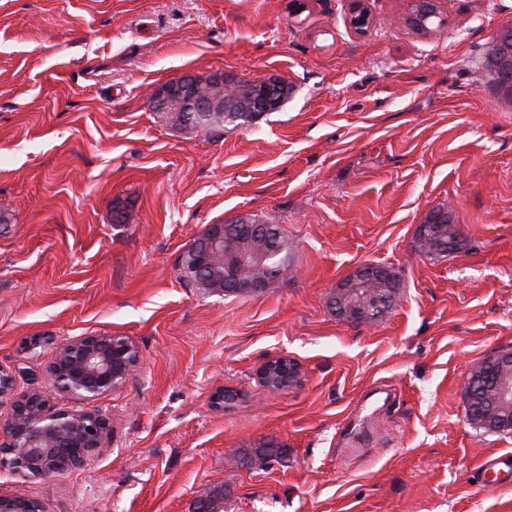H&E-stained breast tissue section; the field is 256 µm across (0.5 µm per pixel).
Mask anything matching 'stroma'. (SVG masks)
Segmentation results:
<instances>
[{
    "label": "stroma",
    "instance_id": "obj_1",
    "mask_svg": "<svg viewBox=\"0 0 512 512\" xmlns=\"http://www.w3.org/2000/svg\"><path fill=\"white\" fill-rule=\"evenodd\" d=\"M0 0V369L26 396L111 420L61 477L0 474L45 512H512L483 487L512 434L471 424L472 367L512 351V99L482 65L512 0H439L420 34L405 0ZM185 73L274 77L276 111L224 131L171 126L153 87ZM458 248L420 256L430 212ZM280 225L286 279L207 293L182 257L212 224ZM365 264L400 288L373 322L331 297ZM132 338L140 364L95 400L54 391L55 348ZM285 357L282 392L256 373ZM231 401L216 405L222 392ZM280 446L262 459L258 447ZM276 360L266 362L258 370V379L264 387L272 391H280L300 383L302 372L297 363L288 360L287 364L284 358L282 362L274 364Z\"/></svg>",
    "mask_w": 512,
    "mask_h": 512
}]
</instances>
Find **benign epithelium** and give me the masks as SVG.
<instances>
[{"label": "benign epithelium", "instance_id": "benign-epithelium-1", "mask_svg": "<svg viewBox=\"0 0 512 512\" xmlns=\"http://www.w3.org/2000/svg\"><path fill=\"white\" fill-rule=\"evenodd\" d=\"M439 15L437 0H408L404 21L426 28V21ZM350 24L359 31L370 24L361 0H352ZM255 91L237 99L202 90L195 74H184L157 86L151 104L159 112L185 113L184 126L201 129L212 112H264L273 109L280 83L275 78L248 82ZM202 263L221 256L230 272L247 261L224 241V229L217 230L199 243ZM140 354L128 336L100 334L76 336L60 345L49 367L54 390L83 399H98L121 387L138 367ZM260 383L272 390H285L300 383L302 372L293 361H268L257 373ZM496 406L512 410V381L503 378L496 387ZM10 438L5 455L0 457V472L20 477L62 476L85 466L103 448L110 430V419L98 412L56 411L39 395L19 401L5 420ZM224 489H216L196 502L194 512H222ZM39 502L22 495L0 494V512H39Z\"/></svg>", "mask_w": 512, "mask_h": 512}]
</instances>
